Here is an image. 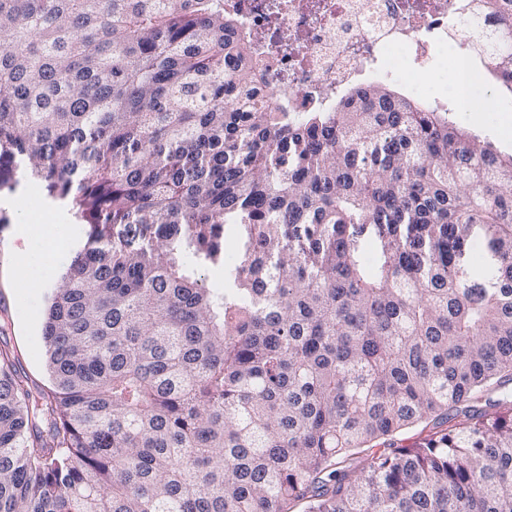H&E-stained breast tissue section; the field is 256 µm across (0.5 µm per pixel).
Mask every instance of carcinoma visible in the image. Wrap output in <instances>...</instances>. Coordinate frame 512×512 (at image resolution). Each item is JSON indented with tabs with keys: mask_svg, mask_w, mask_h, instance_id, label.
<instances>
[{
	"mask_svg": "<svg viewBox=\"0 0 512 512\" xmlns=\"http://www.w3.org/2000/svg\"><path fill=\"white\" fill-rule=\"evenodd\" d=\"M484 7L512 95V0ZM235 28L224 0H0V189L91 226L49 391L0 349V512H512V154L387 84L242 105ZM226 224L221 291L182 249L224 261Z\"/></svg>",
	"mask_w": 512,
	"mask_h": 512,
	"instance_id": "carcinoma-1",
	"label": "carcinoma"
}]
</instances>
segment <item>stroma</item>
<instances>
[{"label":"stroma","mask_w":512,"mask_h":512,"mask_svg":"<svg viewBox=\"0 0 512 512\" xmlns=\"http://www.w3.org/2000/svg\"><path fill=\"white\" fill-rule=\"evenodd\" d=\"M436 71L424 78L426 85L448 108L449 117L462 121L470 131L487 138L500 151L512 153V112L461 111L451 97L454 66L452 60L439 59ZM50 195L41 181L21 177L12 187L0 189V302L10 304L0 328V348L14 351L19 370L30 381L49 388L47 350L42 338L49 299L74 255L89 240L91 228L75 214L60 216L52 240L32 237L21 274L9 273L11 244L15 228L36 221Z\"/></svg>","instance_id":"1"}]
</instances>
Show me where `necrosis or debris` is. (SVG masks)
I'll return each instance as SVG.
<instances>
[{"instance_id":"necrosis-or-debris-1","label":"necrosis or debris","mask_w":512,"mask_h":512,"mask_svg":"<svg viewBox=\"0 0 512 512\" xmlns=\"http://www.w3.org/2000/svg\"><path fill=\"white\" fill-rule=\"evenodd\" d=\"M224 10L264 72V99L295 116L330 109L362 81L414 88L452 44L462 86L490 67L472 28L493 22L481 0H224Z\"/></svg>"}]
</instances>
